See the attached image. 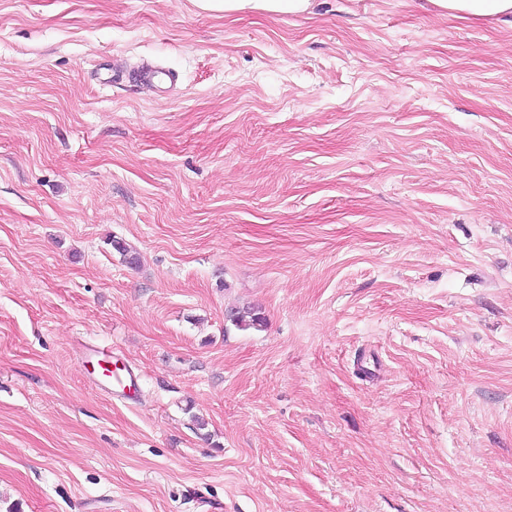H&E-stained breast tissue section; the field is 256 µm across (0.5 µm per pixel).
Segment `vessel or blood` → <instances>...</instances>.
<instances>
[{
	"mask_svg": "<svg viewBox=\"0 0 512 512\" xmlns=\"http://www.w3.org/2000/svg\"><path fill=\"white\" fill-rule=\"evenodd\" d=\"M83 363L90 385L108 395L134 399L139 389V374L108 345L87 347Z\"/></svg>",
	"mask_w": 512,
	"mask_h": 512,
	"instance_id": "1",
	"label": "vessel or blood"
}]
</instances>
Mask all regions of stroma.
I'll use <instances>...</instances> for the list:
<instances>
[{"label": "stroma", "mask_w": 512, "mask_h": 512, "mask_svg": "<svg viewBox=\"0 0 512 512\" xmlns=\"http://www.w3.org/2000/svg\"><path fill=\"white\" fill-rule=\"evenodd\" d=\"M0 512H512V28L0 0ZM224 322L238 330H260L266 325V318L258 307H231L225 310ZM83 363L90 385L107 395L133 400L139 389V373L112 350V345L86 347Z\"/></svg>", "instance_id": "1"}]
</instances>
